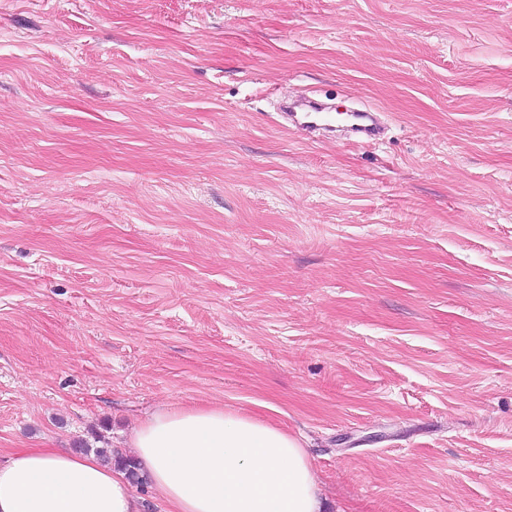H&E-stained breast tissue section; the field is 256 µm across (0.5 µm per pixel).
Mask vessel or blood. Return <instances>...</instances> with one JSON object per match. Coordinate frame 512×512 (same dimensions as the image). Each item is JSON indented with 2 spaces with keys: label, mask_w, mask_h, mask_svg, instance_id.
<instances>
[{
  "label": "vessel or blood",
  "mask_w": 512,
  "mask_h": 512,
  "mask_svg": "<svg viewBox=\"0 0 512 512\" xmlns=\"http://www.w3.org/2000/svg\"><path fill=\"white\" fill-rule=\"evenodd\" d=\"M282 118L288 129L303 139L323 132L332 136L343 128L355 134L357 140L365 142L378 141L384 134L379 113L350 112L339 121L312 100L284 103Z\"/></svg>",
  "instance_id": "1"
}]
</instances>
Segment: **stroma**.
Listing matches in <instances>:
<instances>
[{
    "instance_id": "1",
    "label": "stroma",
    "mask_w": 512,
    "mask_h": 512,
    "mask_svg": "<svg viewBox=\"0 0 512 512\" xmlns=\"http://www.w3.org/2000/svg\"><path fill=\"white\" fill-rule=\"evenodd\" d=\"M170 406L327 512H512V0H0V461ZM323 105L312 101H285L280 116L288 129L302 139L309 135L320 137V131L330 136L342 131L336 124L337 117L331 112H323ZM344 122L347 131L356 134V141L376 142L384 134L379 112H349L345 114Z\"/></svg>"
}]
</instances>
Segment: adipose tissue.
Segmentation results:
<instances>
[{"mask_svg":"<svg viewBox=\"0 0 512 512\" xmlns=\"http://www.w3.org/2000/svg\"><path fill=\"white\" fill-rule=\"evenodd\" d=\"M131 445L164 512H323L299 440L220 407L164 408ZM0 512H140L124 472L91 456L24 448L0 463Z\"/></svg>","mask_w":512,"mask_h":512,"instance_id":"adipose-tissue-1","label":"adipose tissue"}]
</instances>
